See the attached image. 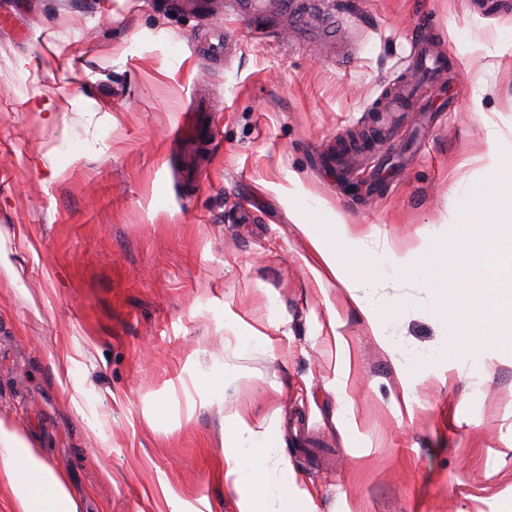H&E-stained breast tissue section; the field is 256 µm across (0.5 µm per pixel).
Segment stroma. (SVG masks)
<instances>
[{
  "mask_svg": "<svg viewBox=\"0 0 512 512\" xmlns=\"http://www.w3.org/2000/svg\"><path fill=\"white\" fill-rule=\"evenodd\" d=\"M301 10L0 0V245L16 272L0 284V417L68 474L82 512H237L222 477L228 401L304 421L283 451L316 512H512V356L470 372L416 277L375 294L396 307L386 332L401 349L386 351L310 269L296 228L323 203L378 253L454 233L462 193L512 140V9L314 0L304 29ZM233 11L239 50L197 57ZM422 33L449 68L343 188L328 150L410 78ZM75 52L74 71L56 64ZM201 90L214 132L197 155L167 134ZM228 311L276 337L275 352L226 343ZM409 352L426 364L407 410ZM227 362L252 387L230 377L203 395L198 378Z\"/></svg>",
  "mask_w": 512,
  "mask_h": 512,
  "instance_id": "stroma-1",
  "label": "stroma"
}]
</instances>
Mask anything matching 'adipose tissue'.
<instances>
[{
	"mask_svg": "<svg viewBox=\"0 0 512 512\" xmlns=\"http://www.w3.org/2000/svg\"><path fill=\"white\" fill-rule=\"evenodd\" d=\"M486 181L462 197L452 237H427L414 251L382 255L340 214L317 205L303 211L299 228L308 240L315 273L336 280L375 329L393 315L373 294L388 278L424 274L450 347L482 370L499 351L512 353V141L489 154ZM279 411L258 418L244 406H224V487L237 512H311V496L279 452ZM0 482L14 512H80L69 477L15 422L0 418Z\"/></svg>",
	"mask_w": 512,
	"mask_h": 512,
	"instance_id": "obj_1",
	"label": "adipose tissue"
}]
</instances>
